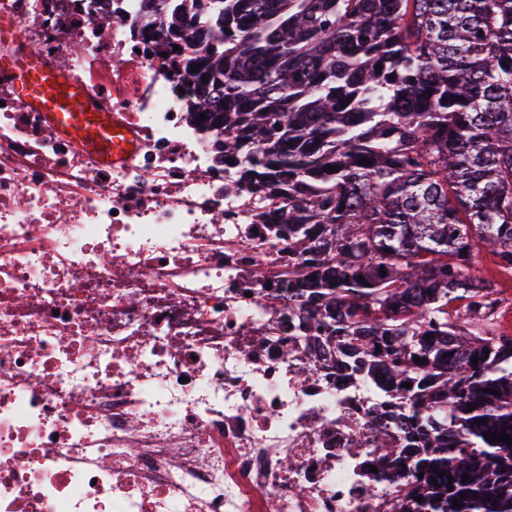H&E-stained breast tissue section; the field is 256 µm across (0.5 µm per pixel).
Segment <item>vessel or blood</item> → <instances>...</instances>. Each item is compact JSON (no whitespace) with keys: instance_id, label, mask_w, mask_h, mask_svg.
Wrapping results in <instances>:
<instances>
[{"instance_id":"b4317fda","label":"vessel or blood","mask_w":512,"mask_h":512,"mask_svg":"<svg viewBox=\"0 0 512 512\" xmlns=\"http://www.w3.org/2000/svg\"><path fill=\"white\" fill-rule=\"evenodd\" d=\"M0 71L12 74L21 104L45 112L56 132L78 140L101 163L111 164L131 147L130 136L113 125L110 113L95 107L71 74L44 69L26 51L0 58Z\"/></svg>"}]
</instances>
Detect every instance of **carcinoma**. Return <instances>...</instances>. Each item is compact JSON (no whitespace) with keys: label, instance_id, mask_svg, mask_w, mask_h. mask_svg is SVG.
<instances>
[{"label":"carcinoma","instance_id":"carcinoma-1","mask_svg":"<svg viewBox=\"0 0 512 512\" xmlns=\"http://www.w3.org/2000/svg\"><path fill=\"white\" fill-rule=\"evenodd\" d=\"M154 2L188 111L243 180L288 185V237L318 254L288 271L300 308L409 400L397 512H512V446L484 437H512V335L473 262L512 276V0Z\"/></svg>","mask_w":512,"mask_h":512}]
</instances>
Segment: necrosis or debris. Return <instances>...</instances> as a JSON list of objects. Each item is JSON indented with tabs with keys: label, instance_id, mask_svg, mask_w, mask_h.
<instances>
[{
	"label": "necrosis or debris",
	"instance_id": "necrosis-or-debris-1",
	"mask_svg": "<svg viewBox=\"0 0 512 512\" xmlns=\"http://www.w3.org/2000/svg\"><path fill=\"white\" fill-rule=\"evenodd\" d=\"M151 12L0 0V56L67 68L138 142L100 165L0 75V512H391L408 409L321 355L286 286L288 200L218 160Z\"/></svg>",
	"mask_w": 512,
	"mask_h": 512
}]
</instances>
